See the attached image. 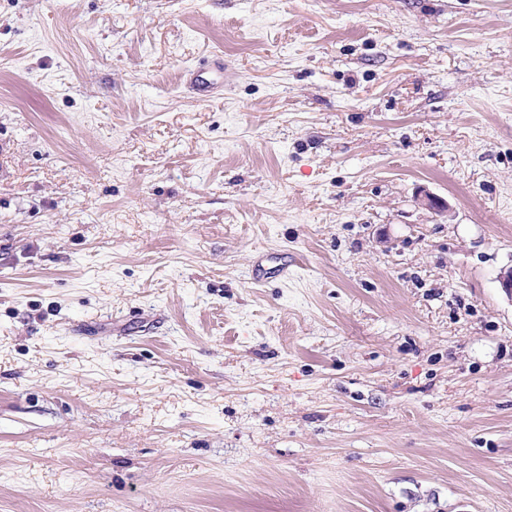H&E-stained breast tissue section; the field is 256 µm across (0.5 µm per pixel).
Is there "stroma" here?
<instances>
[{"mask_svg": "<svg viewBox=\"0 0 512 512\" xmlns=\"http://www.w3.org/2000/svg\"><path fill=\"white\" fill-rule=\"evenodd\" d=\"M510 266L512 0H0V512H512ZM186 81L200 97H208L214 89L224 85V69L215 64L208 69H188L185 72Z\"/></svg>", "mask_w": 512, "mask_h": 512, "instance_id": "35a3bbf8", "label": "stroma"}]
</instances>
